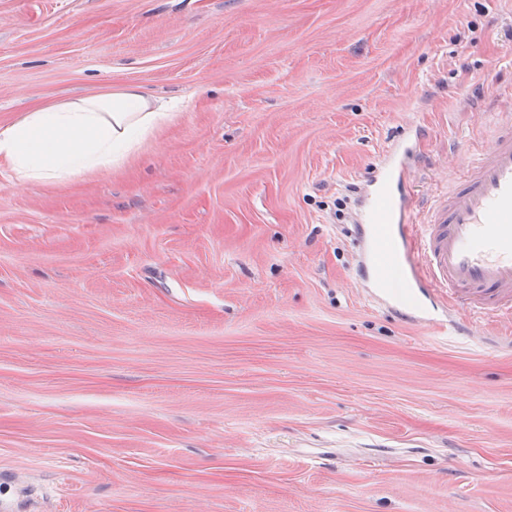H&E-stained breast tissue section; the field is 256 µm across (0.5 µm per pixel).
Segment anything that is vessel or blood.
Wrapping results in <instances>:
<instances>
[{"label":"vessel or blood","mask_w":512,"mask_h":512,"mask_svg":"<svg viewBox=\"0 0 512 512\" xmlns=\"http://www.w3.org/2000/svg\"><path fill=\"white\" fill-rule=\"evenodd\" d=\"M489 148L411 223L419 158L397 140L358 200V270L368 295L403 321L470 336L465 311L512 319V113Z\"/></svg>","instance_id":"obj_1"}]
</instances>
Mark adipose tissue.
<instances>
[{
	"label": "adipose tissue",
	"instance_id": "1",
	"mask_svg": "<svg viewBox=\"0 0 512 512\" xmlns=\"http://www.w3.org/2000/svg\"><path fill=\"white\" fill-rule=\"evenodd\" d=\"M176 110L135 85L39 105L0 126V167L21 182L117 171Z\"/></svg>",
	"mask_w": 512,
	"mask_h": 512
}]
</instances>
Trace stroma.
<instances>
[{
  "label": "stroma",
  "instance_id": "obj_1",
  "mask_svg": "<svg viewBox=\"0 0 512 512\" xmlns=\"http://www.w3.org/2000/svg\"><path fill=\"white\" fill-rule=\"evenodd\" d=\"M512 0H0V126L182 100L124 170L0 173L15 512H512V322L413 326L357 277L356 189L417 197L512 98Z\"/></svg>",
  "mask_w": 512,
  "mask_h": 512
}]
</instances>
